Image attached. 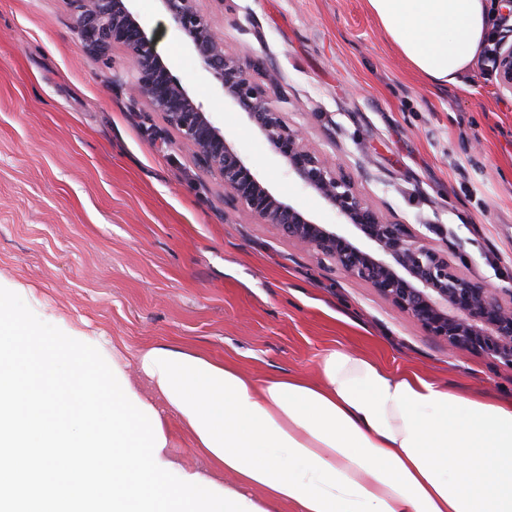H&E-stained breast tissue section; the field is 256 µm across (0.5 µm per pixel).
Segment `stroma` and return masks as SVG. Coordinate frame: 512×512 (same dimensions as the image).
Here are the masks:
<instances>
[{"label":"stroma","instance_id":"35a3bbf8","mask_svg":"<svg viewBox=\"0 0 512 512\" xmlns=\"http://www.w3.org/2000/svg\"><path fill=\"white\" fill-rule=\"evenodd\" d=\"M309 147L446 249L461 273L512 289V97L477 60L461 84L415 74L365 0H198ZM141 21L195 100L283 198L323 224V200L288 179L257 130L182 48L157 0ZM72 0H0V287L70 336H107L230 361L255 378L317 374L343 347L465 394L512 397V366L449 350L372 288L232 206L159 113L132 101L120 48L89 50ZM167 457L206 461L174 413Z\"/></svg>","mask_w":512,"mask_h":512}]
</instances>
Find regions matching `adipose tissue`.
<instances>
[{"mask_svg": "<svg viewBox=\"0 0 512 512\" xmlns=\"http://www.w3.org/2000/svg\"><path fill=\"white\" fill-rule=\"evenodd\" d=\"M427 81L459 83L488 32V0H366ZM168 410L232 489L296 512H512V399L466 397L343 348L318 378L267 379L164 346L136 355Z\"/></svg>", "mask_w": 512, "mask_h": 512, "instance_id": "adipose-tissue-1", "label": "adipose tissue"}]
</instances>
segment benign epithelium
Masks as SVG:
<instances>
[{
    "mask_svg": "<svg viewBox=\"0 0 512 512\" xmlns=\"http://www.w3.org/2000/svg\"><path fill=\"white\" fill-rule=\"evenodd\" d=\"M79 36L98 51L123 48L134 70L127 90L145 101L216 172L236 204L264 224L278 227L294 245L328 260L406 313L426 332L512 366V289L497 291L462 275L448 252L396 224L369 203L336 165L309 148L306 133L288 123L278 101L251 76L250 64L224 49V33L197 8V0H158L186 48L215 81L224 102L246 114L288 176L336 211L344 232L320 224L269 189L210 113L172 74L157 42L140 22L137 0H73ZM496 87L512 95V36L495 37Z\"/></svg>",
    "mask_w": 512,
    "mask_h": 512,
    "instance_id": "7a95c632",
    "label": "benign epithelium"
}]
</instances>
